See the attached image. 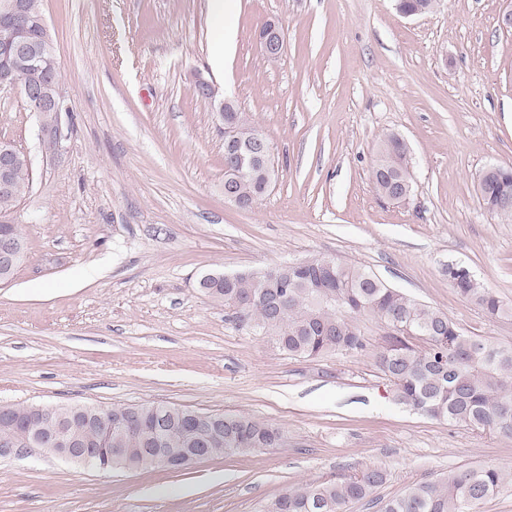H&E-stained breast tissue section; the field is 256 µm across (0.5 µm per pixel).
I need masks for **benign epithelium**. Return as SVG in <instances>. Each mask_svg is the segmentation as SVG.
Here are the masks:
<instances>
[{
    "label": "benign epithelium",
    "instance_id": "7a95c632",
    "mask_svg": "<svg viewBox=\"0 0 512 512\" xmlns=\"http://www.w3.org/2000/svg\"><path fill=\"white\" fill-rule=\"evenodd\" d=\"M258 43L266 60L275 62L284 53L285 40L281 29L274 23L266 24L258 34ZM25 57L29 69L28 79L1 80L0 92L20 89L26 99H33L39 107L31 108L38 118V139L43 151L57 154L67 138V128L62 121L66 111L61 82L57 79V59L49 35L45 16L30 15L27 0H0V64L10 65L20 57ZM195 89L200 97L207 100L224 124V152L235 156L242 151L258 160L265 178L264 189H269L275 175L271 161V147L258 134H247L238 126L230 113L236 111L234 99L229 95L218 97V89L207 80L199 77ZM20 149L12 143L0 142V195L18 198L19 190L11 178V169ZM235 177L231 168L225 169L224 201L239 208H249L257 198H243L235 190ZM22 256L20 244L10 236H0V267L16 265ZM29 430L15 436L0 437V459L21 458L37 451L44 456L61 458L99 470L122 468L133 470L142 465H150L167 471L182 470L192 464L209 458L204 448V438L193 436L181 445L168 441L166 418L169 409L154 411L149 427L143 436L146 447L137 449L132 455L130 448L108 449L106 460L88 447L84 436V426L80 423L56 424L48 433H43L42 418L54 415L55 408L37 406Z\"/></svg>",
    "mask_w": 512,
    "mask_h": 512
}]
</instances>
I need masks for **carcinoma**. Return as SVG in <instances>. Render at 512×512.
<instances>
[{"mask_svg":"<svg viewBox=\"0 0 512 512\" xmlns=\"http://www.w3.org/2000/svg\"><path fill=\"white\" fill-rule=\"evenodd\" d=\"M377 161L394 174L409 175L408 145L395 135L380 141ZM224 164L239 172V190L248 196L261 189V171L238 158L224 156ZM12 179L26 196L32 181L29 164L19 155ZM486 205L499 199L512 201V174L488 182ZM317 259L297 269L280 265V309L271 307L267 291L259 284L262 271L244 270L233 281L223 274L200 278V290L224 302L240 325L259 336H268L288 356L314 360L336 353H360L365 344L355 320L371 316L388 329L389 347L375 359V366L392 384L398 398L424 407L428 417L469 429L512 438V345L465 334L448 314L423 304L394 288L363 266L334 261L335 296L329 298L312 287ZM448 279L457 294L491 317L512 315L492 291L466 273L448 268ZM428 344L418 350L410 340ZM33 416L32 406L13 405L0 417V434ZM231 425L251 432L256 446L275 448L283 439L280 427L252 416L228 415ZM379 467L358 473L338 474L321 481L299 484L275 497L265 512H348L383 484ZM512 485V470L501 467H467L448 471L444 477L412 485L402 496L379 500L378 512H473L474 507Z\"/></svg>","mask_w":512,"mask_h":512,"instance_id":"obj_1","label":"carcinoma"}]
</instances>
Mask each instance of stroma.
I'll use <instances>...</instances> for the list:
<instances>
[{
	"mask_svg": "<svg viewBox=\"0 0 512 512\" xmlns=\"http://www.w3.org/2000/svg\"><path fill=\"white\" fill-rule=\"evenodd\" d=\"M512 0H234L224 69L210 62L208 0H43L68 138L46 157L20 93L0 94V140L31 160L11 214L28 241L0 283V403H161L281 427L278 448L181 472H109L32 456L0 460V512H263L297 484L369 465L376 497L459 466L512 467V439L399 403L374 357L388 331L360 318L365 349L292 359L204 294L208 273L309 257L372 269L512 344V317L463 300L452 264L512 304V224L477 179L512 167ZM279 25L285 51L257 41ZM204 76L265 134L276 178L252 208L224 200V126L194 93ZM407 142L413 183L379 199L381 138ZM258 43L262 55L270 62L277 61L284 53V36L275 23L270 22L260 30Z\"/></svg>",
	"mask_w": 512,
	"mask_h": 512,
	"instance_id": "1",
	"label": "stroma"
}]
</instances>
